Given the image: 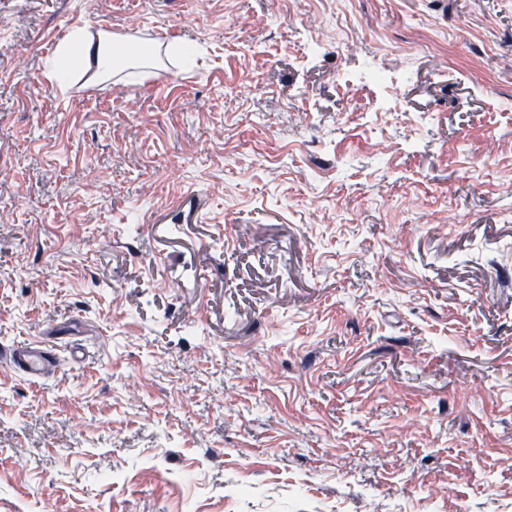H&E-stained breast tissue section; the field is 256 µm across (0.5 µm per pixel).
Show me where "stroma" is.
Returning <instances> with one entry per match:
<instances>
[{
	"instance_id": "obj_1",
	"label": "stroma",
	"mask_w": 512,
	"mask_h": 512,
	"mask_svg": "<svg viewBox=\"0 0 512 512\" xmlns=\"http://www.w3.org/2000/svg\"><path fill=\"white\" fill-rule=\"evenodd\" d=\"M83 25L153 63L48 81ZM36 339L0 512H512V0H0Z\"/></svg>"
}]
</instances>
